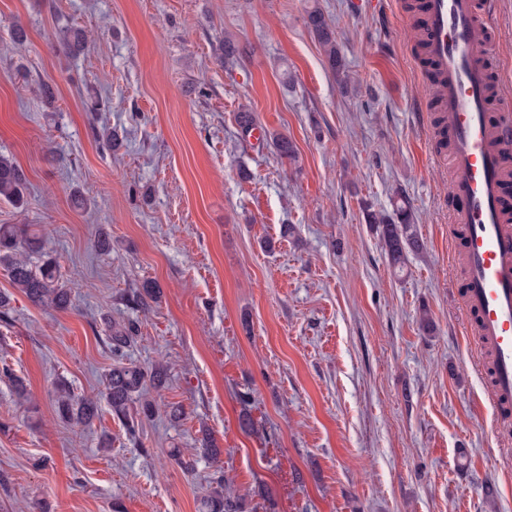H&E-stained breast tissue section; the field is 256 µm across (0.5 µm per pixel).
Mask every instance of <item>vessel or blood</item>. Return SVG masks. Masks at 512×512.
I'll use <instances>...</instances> for the list:
<instances>
[{"mask_svg": "<svg viewBox=\"0 0 512 512\" xmlns=\"http://www.w3.org/2000/svg\"><path fill=\"white\" fill-rule=\"evenodd\" d=\"M427 52L440 73L436 87L450 138L449 196L464 227L466 307L490 354V404L512 406V216L502 186L512 150V118L491 123L486 98L495 42L479 19V0H427Z\"/></svg>", "mask_w": 512, "mask_h": 512, "instance_id": "1", "label": "vessel or blood"}]
</instances>
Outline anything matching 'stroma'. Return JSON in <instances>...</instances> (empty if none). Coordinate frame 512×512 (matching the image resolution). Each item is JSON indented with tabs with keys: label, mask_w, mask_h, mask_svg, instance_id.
<instances>
[{
	"label": "stroma",
	"mask_w": 512,
	"mask_h": 512,
	"mask_svg": "<svg viewBox=\"0 0 512 512\" xmlns=\"http://www.w3.org/2000/svg\"><path fill=\"white\" fill-rule=\"evenodd\" d=\"M315 2L348 86L306 24ZM407 2L0 0V153L28 183L0 224L45 236L72 301L37 307L0 269V368L29 392L0 380V512H201L211 462L190 475L169 451L191 456L205 429L256 512H512V432L484 396ZM495 2L491 71L512 94V0ZM72 25L91 37L76 55ZM244 105L295 160L243 133ZM402 197L423 249L399 272L367 214ZM147 281L158 303H129ZM112 319L139 325L131 361L170 369L135 442L109 409L87 426L55 411L58 381L103 391Z\"/></svg>",
	"instance_id": "stroma-1"
}]
</instances>
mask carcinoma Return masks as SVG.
<instances>
[{"mask_svg": "<svg viewBox=\"0 0 512 512\" xmlns=\"http://www.w3.org/2000/svg\"><path fill=\"white\" fill-rule=\"evenodd\" d=\"M307 24L326 57L337 79L346 81L345 66L336 47V32L317 5L307 11ZM269 139L280 157L295 158V145L287 135L272 133ZM26 178L19 165L0 154V200L16 207L24 203ZM409 206L395 203L393 213L368 214V221L376 225L380 241L390 265L401 270L408 255L423 249V243L413 230ZM0 268L6 272L13 288L21 291L36 306L66 310L70 293L63 281L57 259L47 251L40 235L28 224H0ZM161 290L155 283L146 282L133 295V302L149 308L158 302ZM107 342L115 363L106 376L102 400L77 397L67 384L56 387V412L60 419L77 424H89L99 417L101 403H106L112 415L122 422L129 439L137 438L139 421L157 413L150 391L160 392L167 387L168 368L160 363L144 368L127 361L128 351L138 338L137 323H114L109 326ZM200 455L212 462L222 454L216 439L209 433L199 440ZM217 487L204 499V512H249L245 498L224 489V475L216 478Z\"/></svg>", "mask_w": 512, "mask_h": 512, "instance_id": "cac0c4a2", "label": "carcinoma"}]
</instances>
